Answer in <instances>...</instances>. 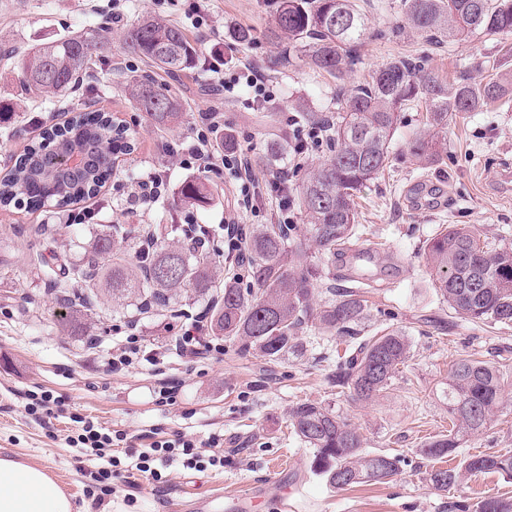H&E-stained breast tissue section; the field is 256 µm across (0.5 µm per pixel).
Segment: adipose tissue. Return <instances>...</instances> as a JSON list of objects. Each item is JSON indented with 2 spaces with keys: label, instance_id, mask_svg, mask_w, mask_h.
Instances as JSON below:
<instances>
[{
  "label": "adipose tissue",
  "instance_id": "obj_1",
  "mask_svg": "<svg viewBox=\"0 0 512 512\" xmlns=\"http://www.w3.org/2000/svg\"><path fill=\"white\" fill-rule=\"evenodd\" d=\"M74 504L42 468L0 458V512H73Z\"/></svg>",
  "mask_w": 512,
  "mask_h": 512
}]
</instances>
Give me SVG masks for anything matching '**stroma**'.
Masks as SVG:
<instances>
[{
    "label": "stroma",
    "instance_id": "1",
    "mask_svg": "<svg viewBox=\"0 0 512 512\" xmlns=\"http://www.w3.org/2000/svg\"><path fill=\"white\" fill-rule=\"evenodd\" d=\"M370 18L371 35L361 49V62L350 80L370 74L398 55L421 58L426 70L448 80L477 81L492 74L512 76V54L501 39L481 33L461 40L428 42L405 23L395 0H357ZM192 0H0V48L16 51L90 31L108 40L111 55L99 59L72 93L53 95L21 85L17 59L0 55V103L15 117L0 124V173L7 172L41 127L62 116L91 107L112 113L126 125L134 144L131 154L119 156L113 185L96 198L93 222L136 228L142 224H179L193 216L221 240L224 218L232 209V179L224 170L199 173L183 169L176 156L163 152V143L191 144L199 112L210 108L224 114V129L239 151L260 153L271 135L285 139L286 150L274 163L257 168L263 182L256 212L243 216L244 227L268 223L281 191L273 182L286 178L297 188L306 172L320 163L325 149L294 163L292 117L315 112L336 116L338 80L304 66H280V45L261 32L275 9V0H205L208 17L204 33L190 29ZM121 20H114L113 11ZM144 17L160 18L184 28L196 46L195 65L167 74L125 55L120 46L129 25ZM241 28L257 38L237 40ZM247 58L257 63L274 97L251 103L247 92L227 100L217 95L215 55ZM136 71L169 85L182 104L178 121L156 126L129 100L124 78ZM423 113L403 111L390 143V159L358 198L357 248L369 249L366 265L370 286L369 333L402 327L411 343L408 359L378 398L356 402L331 382L344 345L308 330L302 333L304 351L281 361L245 354L236 342L222 341L221 352L200 361L179 356L175 345L181 321L157 313L115 310L100 306L90 319L85 338L59 331L61 306L44 286L34 257L39 253H71L88 233V224L62 226L52 237L38 227L57 223L66 209L46 203L35 210L0 209V456L46 469L73 497L78 512H225L226 499L248 495L251 512H456L466 501L483 497L512 498V479L496 473L464 474L459 487L438 491L426 479L432 466L420 453L434 437L448 431V409L442 388L451 366L476 357L499 367L502 397L493 424L465 436L457 459L468 455L512 453V326H473L455 314L437 293L425 264L426 242L451 224L467 225L492 248L512 247V195L499 193L495 179L512 169V94L477 112L460 114L448 127V154L430 165L410 151L423 133ZM164 173L169 185L157 202L130 209L116 182L133 183L152 173ZM188 181L203 183L211 194L207 207L178 203ZM92 222V223H93ZM132 322L136 335L156 350L153 360L129 370L112 372L99 363L116 339L113 327ZM177 388L174 404L159 403L160 381ZM43 387L61 396L57 418L29 415L23 404L28 390ZM332 409L361 436L367 453H387L401 460V472L389 482L363 487H329L310 470L313 451L295 435L287 416L300 402ZM96 418L103 426L126 431L119 467L112 470V494L93 505V463L79 462L65 438L75 432L76 416ZM149 430L193 437L216 436L224 441V465L202 472L172 465L163 470L160 487L148 485L126 471L141 450L138 434ZM287 482L292 492L286 506L268 498L271 479Z\"/></svg>",
    "mask_w": 512,
    "mask_h": 512
}]
</instances>
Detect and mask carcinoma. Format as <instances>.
Here are the masks:
<instances>
[{
    "instance_id": "cac0c4a2",
    "label": "carcinoma",
    "mask_w": 512,
    "mask_h": 512,
    "mask_svg": "<svg viewBox=\"0 0 512 512\" xmlns=\"http://www.w3.org/2000/svg\"><path fill=\"white\" fill-rule=\"evenodd\" d=\"M398 8L423 37L456 38L475 31L512 36V0H398ZM370 29L355 0H276L263 35L285 43L282 62H301L337 77L359 60ZM121 51L170 73L190 68L197 56L180 28L151 17L128 28ZM109 52L107 42L89 33L34 46L20 59L24 85L65 93L75 88L93 59ZM420 69L416 58H394L346 93L329 128L328 155L300 185L297 202L306 224H261L241 231L239 241L229 246L238 252L247 282L234 275L224 281L222 293H212L223 266L216 256L199 250L208 231L198 224L182 230L187 245L174 243L177 228L171 224L139 228L133 245L127 243L130 231L100 224L80 244V262H61L52 269L49 260L36 257L47 268L48 291L68 308L57 326L63 332L86 333L79 309L101 303L122 309L133 306L141 313L172 312L183 298L206 297L212 335L235 340L243 351L275 361L302 352L299 333L312 325L320 335L337 337L346 345L333 373L336 387L362 401L383 393L408 358L405 331L388 328L380 335H366L369 311L357 291L338 294L329 288L324 303L315 305L313 282L320 273L309 253L334 258L352 245L355 198L386 167L402 111L410 106L425 111L428 133L415 138L413 150L418 158L437 163L442 160L449 119L458 112L487 107L508 92L494 76L450 83L422 76ZM126 89L136 108L153 123L167 125L178 119L181 107L167 85L133 74L126 76ZM67 147L84 154V169L45 177V156ZM116 149L129 151L131 146L105 112L83 113L64 127L45 130L0 179V206L52 200L66 207L90 196L112 174ZM180 196L196 207L210 203L205 185L194 181L183 185ZM424 258L435 288L456 314L477 326L512 325L511 247L492 250L466 227L450 224L427 242ZM501 392L496 366L469 358L456 362L442 395L448 401V419L458 430L450 429L427 444L422 455L440 460L455 454L461 432H478L492 421ZM288 420L313 450L312 473L334 488L385 483L399 472V458L363 453L360 435L317 403L296 404ZM462 470L511 479L512 454L470 455L462 469L434 467L426 479L433 488L446 491L458 485ZM475 512H512V499L488 496Z\"/></svg>"
}]
</instances>
